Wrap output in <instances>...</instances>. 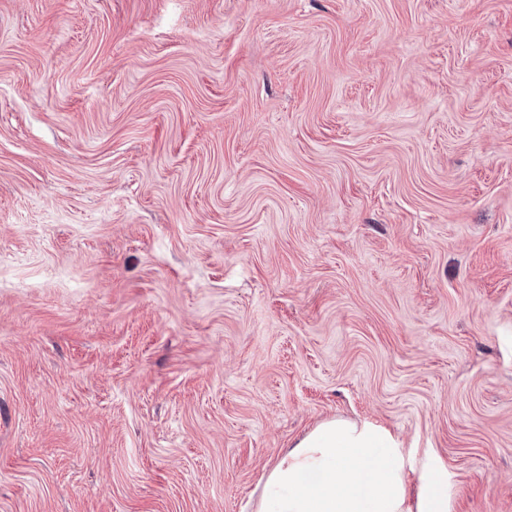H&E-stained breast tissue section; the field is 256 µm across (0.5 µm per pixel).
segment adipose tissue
Returning <instances> with one entry per match:
<instances>
[{
  "label": "adipose tissue",
  "mask_w": 512,
  "mask_h": 512,
  "mask_svg": "<svg viewBox=\"0 0 512 512\" xmlns=\"http://www.w3.org/2000/svg\"><path fill=\"white\" fill-rule=\"evenodd\" d=\"M402 441L372 422L329 419L278 458L256 512H449L448 471L431 458L407 500Z\"/></svg>",
  "instance_id": "ef3b65f1"
}]
</instances>
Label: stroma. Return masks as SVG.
<instances>
[{
  "label": "stroma",
  "instance_id": "1",
  "mask_svg": "<svg viewBox=\"0 0 512 512\" xmlns=\"http://www.w3.org/2000/svg\"><path fill=\"white\" fill-rule=\"evenodd\" d=\"M332 418L512 512V0H0V512H255Z\"/></svg>",
  "mask_w": 512,
  "mask_h": 512
}]
</instances>
